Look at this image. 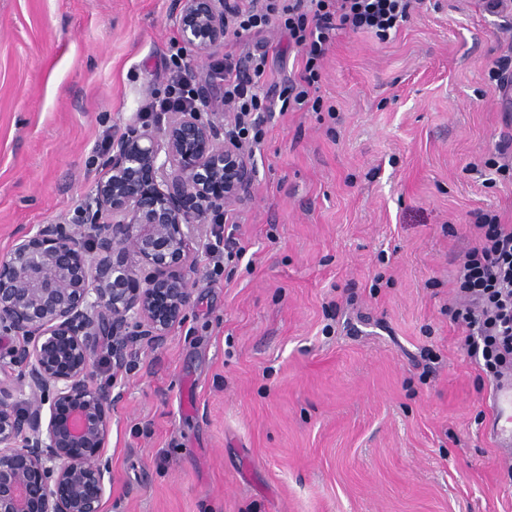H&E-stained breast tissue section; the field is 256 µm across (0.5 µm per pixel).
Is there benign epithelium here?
Wrapping results in <instances>:
<instances>
[{
	"label": "benign epithelium",
	"instance_id": "7a95c632",
	"mask_svg": "<svg viewBox=\"0 0 512 512\" xmlns=\"http://www.w3.org/2000/svg\"><path fill=\"white\" fill-rule=\"evenodd\" d=\"M238 0H178L185 44L224 43ZM232 112H170L112 140L81 223L18 231L0 254V512H104V459L121 394L96 383L101 350L123 369L192 306L190 242L233 216L255 172Z\"/></svg>",
	"mask_w": 512,
	"mask_h": 512
}]
</instances>
